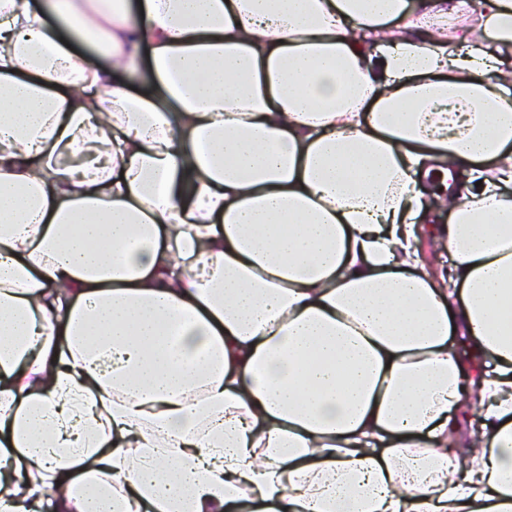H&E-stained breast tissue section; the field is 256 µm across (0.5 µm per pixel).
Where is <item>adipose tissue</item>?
Returning a JSON list of instances; mask_svg holds the SVG:
<instances>
[{"mask_svg":"<svg viewBox=\"0 0 512 512\" xmlns=\"http://www.w3.org/2000/svg\"><path fill=\"white\" fill-rule=\"evenodd\" d=\"M0 512H512V0H0Z\"/></svg>","mask_w":512,"mask_h":512,"instance_id":"obj_1","label":"adipose tissue"}]
</instances>
